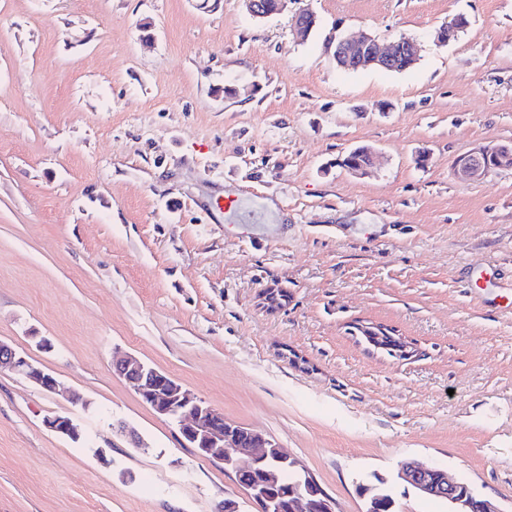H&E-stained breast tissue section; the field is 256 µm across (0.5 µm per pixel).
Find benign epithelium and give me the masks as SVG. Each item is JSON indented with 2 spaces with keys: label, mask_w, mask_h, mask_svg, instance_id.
Masks as SVG:
<instances>
[{
  "label": "benign epithelium",
  "mask_w": 512,
  "mask_h": 512,
  "mask_svg": "<svg viewBox=\"0 0 512 512\" xmlns=\"http://www.w3.org/2000/svg\"><path fill=\"white\" fill-rule=\"evenodd\" d=\"M290 0H279L270 9L262 0H245L247 12L255 19H265L288 10ZM464 18L435 31L434 42L447 45L461 29ZM317 15L309 6L296 8L291 17L297 36L309 33L316 25ZM417 42L414 37L400 34L381 45L368 34L342 38L333 54L341 69L375 67L392 70L410 67L417 61ZM454 175L463 181H475L499 171L512 170V143L482 145L458 156L453 161ZM8 367L48 392L56 391L57 380L52 374L34 365L12 346L0 342V368ZM116 374L131 383L141 399L161 418L174 424L185 442L204 457L238 469L246 466L259 471L260 478L244 487L249 500L258 512H336V502L325 491L317 490L318 482L301 465L288 456L257 430L239 438L240 426L224 420V415L205 402L193 397L170 374L133 356L115 359ZM55 432L77 440L79 430L71 417L56 415L48 421ZM295 469L299 474L298 490L284 500L280 490L282 471ZM396 480L418 494L448 502V512H499L495 505L481 496L461 492L465 482L448 476L443 469L427 464L402 462Z\"/></svg>",
  "instance_id": "7a95c632"
}]
</instances>
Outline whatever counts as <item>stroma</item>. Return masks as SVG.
I'll use <instances>...</instances> for the list:
<instances>
[{"label":"stroma","instance_id":"1","mask_svg":"<svg viewBox=\"0 0 512 512\" xmlns=\"http://www.w3.org/2000/svg\"><path fill=\"white\" fill-rule=\"evenodd\" d=\"M311 4L302 42L242 0H0V341L58 382L0 369V512H256L114 374L125 354L275 441L336 512L406 459L512 512V170L451 168L512 142V0ZM361 31L411 35L418 62L338 69L330 39ZM361 145L365 178L338 164ZM228 190L275 221L227 236ZM454 175L463 181H475L499 170H512V143L475 147L453 161Z\"/></svg>","mask_w":512,"mask_h":512}]
</instances>
